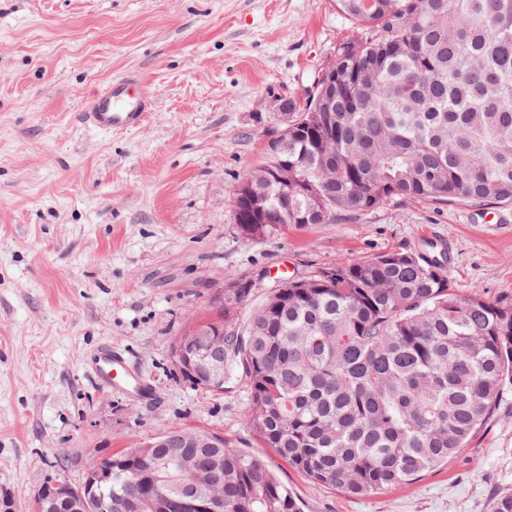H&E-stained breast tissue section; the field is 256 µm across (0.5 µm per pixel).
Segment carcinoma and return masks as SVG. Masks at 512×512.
<instances>
[{
  "instance_id": "cac0c4a2",
  "label": "carcinoma",
  "mask_w": 512,
  "mask_h": 512,
  "mask_svg": "<svg viewBox=\"0 0 512 512\" xmlns=\"http://www.w3.org/2000/svg\"><path fill=\"white\" fill-rule=\"evenodd\" d=\"M370 30L338 50L336 111L294 102L288 201L278 153L245 173L268 223L261 240L394 199L512 203V0H336ZM447 244L339 261L269 289L249 315L247 282L224 293V382L246 381L245 424L314 486L374 495L467 447L512 392V303L452 287ZM193 430L95 461L112 512H301L257 459ZM489 512H512V491Z\"/></svg>"
}]
</instances>
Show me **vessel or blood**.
<instances>
[{"label":"vessel or blood","mask_w":512,"mask_h":512,"mask_svg":"<svg viewBox=\"0 0 512 512\" xmlns=\"http://www.w3.org/2000/svg\"><path fill=\"white\" fill-rule=\"evenodd\" d=\"M153 109L154 100L146 88L138 79L126 76L112 80L89 99L83 119L100 131H131L143 126ZM91 368L97 382L107 388H119L136 380L125 350L116 345L98 348Z\"/></svg>","instance_id":"b4317fda"}]
</instances>
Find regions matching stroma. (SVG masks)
Returning <instances> with one entry per match:
<instances>
[{
    "label": "stroma",
    "instance_id": "1",
    "mask_svg": "<svg viewBox=\"0 0 512 512\" xmlns=\"http://www.w3.org/2000/svg\"><path fill=\"white\" fill-rule=\"evenodd\" d=\"M362 31L336 0H0V490L31 512L49 480L160 431L223 437L293 490L302 512H488L512 490V395L485 431L413 484L318 488L243 422L224 393L177 373L179 336L241 279L272 285L413 247L452 252L460 294L512 301V204L392 200L326 224L243 238L226 200L301 96ZM133 74L155 108L102 133L88 96ZM125 348L145 393L104 389L96 348Z\"/></svg>",
    "mask_w": 512,
    "mask_h": 512
}]
</instances>
